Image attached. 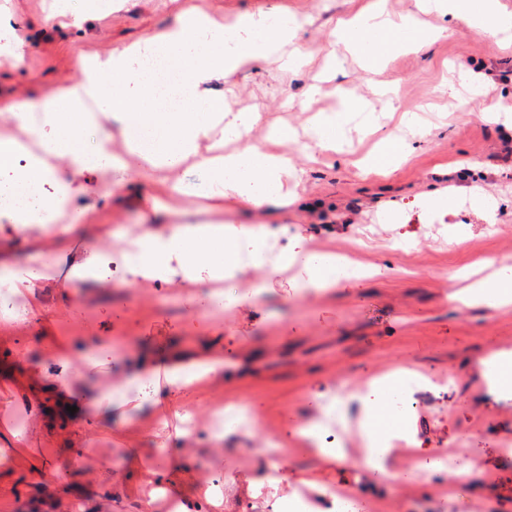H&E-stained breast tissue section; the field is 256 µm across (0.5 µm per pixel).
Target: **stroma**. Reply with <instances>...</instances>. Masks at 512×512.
Listing matches in <instances>:
<instances>
[{
    "label": "stroma",
    "instance_id": "35a3bbf8",
    "mask_svg": "<svg viewBox=\"0 0 512 512\" xmlns=\"http://www.w3.org/2000/svg\"><path fill=\"white\" fill-rule=\"evenodd\" d=\"M368 0H0V13L23 19L25 57H0V98H51L78 74L82 55L113 49L168 28L177 11L192 7L224 24L243 14L277 12L302 22L298 43L308 59L298 71L261 61L203 93L232 112L260 120L242 143L268 147L269 127L303 130L319 111L336 106L343 91L362 97L382 115L385 131H399L404 113L428 120L408 159L385 176L364 175L356 162L375 136L351 133L344 155L288 154L302 168L286 206L238 214L241 224L284 227L277 248L306 253L356 248L367 277L338 280L325 294L305 296L306 274L293 267L277 276L251 273L265 294L236 293L231 305L208 312L207 293L187 295L184 269L169 263L168 280L139 278L125 254L131 238L160 224L211 223L224 213L210 201H172L167 186L146 180L114 191L110 174L91 176L93 192L58 216L78 222L64 253L42 247L32 226L18 239L0 223V269L43 263L44 283L20 293L0 319V512H138L154 493L153 512H292L303 498L330 512L322 495L352 493L366 512H512V396L484 378L490 350L512 354V305L460 308L448 301L450 274L484 277L512 264V129L476 119V111L503 100L512 82H493L486 66L512 69V41L474 31L461 19L424 15L444 36L418 52L364 71L332 42L339 24ZM466 68L481 74L486 93L467 111L450 106L446 83ZM473 167L469 178L441 176L442 166ZM478 190L496 202L493 219L463 209L428 214L420 199L447 191ZM94 260L96 279L73 267ZM191 369L211 356L224 367L198 386L173 389L154 361ZM409 362L430 374L431 395L410 410L402 428L408 447L394 451L387 474L361 455L359 420H345L347 462L323 465L297 448V416L316 413L332 381H360L381 366ZM454 380L441 384L446 373ZM240 398L274 425L288 454L287 471L267 481L258 463L263 433L227 447L185 426L184 408ZM75 412H68L69 404ZM467 461L466 476L433 461L435 449ZM429 468L412 479L415 465ZM466 484L455 499L442 487Z\"/></svg>",
    "mask_w": 512,
    "mask_h": 512
}]
</instances>
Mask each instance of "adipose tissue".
<instances>
[{
	"instance_id": "adipose-tissue-1",
	"label": "adipose tissue",
	"mask_w": 512,
	"mask_h": 512,
	"mask_svg": "<svg viewBox=\"0 0 512 512\" xmlns=\"http://www.w3.org/2000/svg\"><path fill=\"white\" fill-rule=\"evenodd\" d=\"M418 11L463 18L481 31L492 34L512 32V13L503 10L499 0H416ZM300 23L290 17L246 14L235 27L224 29L210 17L192 10L181 11L175 24L163 33L114 49L105 57L95 56L82 63L81 76L63 85L57 94L38 105L22 106L0 101V111L10 112L36 144L15 139L0 141V171H16L9 185H0V196L13 197L11 206L0 209V220L17 231L27 225L46 223L39 210L20 202L21 192L37 184L51 170L47 157L68 159L70 174L56 187L51 209H60L69 199L76 178L92 169L96 160L81 152L75 142L83 129L96 126L100 117L119 124L127 135L126 154L115 160V183L126 188L151 174L160 181L187 160L199 157L203 143L210 141L216 126H223L228 138H240L237 120L227 119L223 102L204 99V83L226 78L245 65L276 55L289 48V62L301 60L292 42ZM415 13L392 16L373 4L335 32L337 42L363 56L373 68L395 53L419 50L433 38ZM173 64L178 69L175 85L159 82L145 70L148 62ZM369 128L375 117L357 97L340 95L335 110L319 113L312 138L325 151H342L344 131L352 122ZM28 164L16 169L19 155ZM208 182L199 185L176 183L177 194L216 201L227 210L239 211L277 207L285 202L284 186L298 176L290 158L268 153L253 146L207 158ZM270 229L237 224H179L163 232L143 237L137 243L132 264L147 281L166 280L168 263L180 258L186 286H194L199 268L210 278L232 279L246 268H267L269 274L302 261L309 283L316 288L333 287L338 277L356 278L359 266L344 257L327 252L297 258L290 250L279 251L268 260ZM462 307L499 306L512 303V267H501L494 279L471 282L450 295Z\"/></svg>"
}]
</instances>
